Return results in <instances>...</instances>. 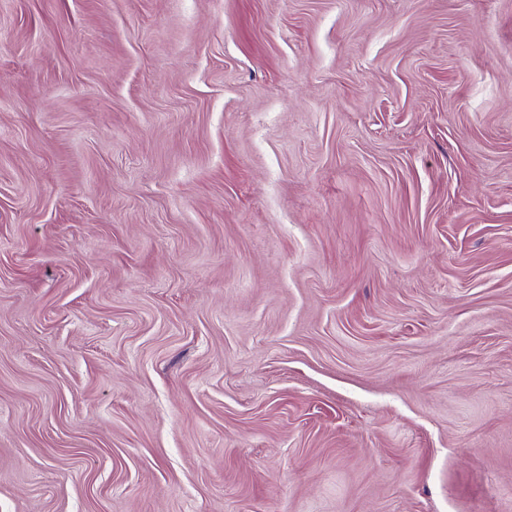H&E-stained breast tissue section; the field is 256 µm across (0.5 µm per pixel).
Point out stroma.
Wrapping results in <instances>:
<instances>
[{"instance_id":"35a3bbf8","label":"stroma","mask_w":512,"mask_h":512,"mask_svg":"<svg viewBox=\"0 0 512 512\" xmlns=\"http://www.w3.org/2000/svg\"><path fill=\"white\" fill-rule=\"evenodd\" d=\"M0 512H512V0H0Z\"/></svg>"}]
</instances>
